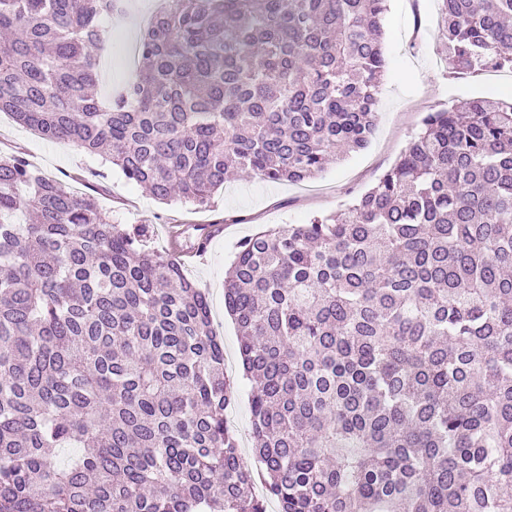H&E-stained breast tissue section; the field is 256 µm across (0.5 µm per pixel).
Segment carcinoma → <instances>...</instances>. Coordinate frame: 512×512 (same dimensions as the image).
<instances>
[{
    "label": "carcinoma",
    "instance_id": "cac0c4a2",
    "mask_svg": "<svg viewBox=\"0 0 512 512\" xmlns=\"http://www.w3.org/2000/svg\"><path fill=\"white\" fill-rule=\"evenodd\" d=\"M163 2L103 98L127 0H0V112L198 208L367 147L387 0ZM438 3L452 70H512V0ZM224 306L252 465L180 258L0 155V512H512V99L426 113L353 204L241 242Z\"/></svg>",
    "mask_w": 512,
    "mask_h": 512
}]
</instances>
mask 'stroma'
Returning <instances> with one entry per match:
<instances>
[{"label":"stroma","instance_id":"35a3bbf8","mask_svg":"<svg viewBox=\"0 0 512 512\" xmlns=\"http://www.w3.org/2000/svg\"><path fill=\"white\" fill-rule=\"evenodd\" d=\"M156 5L157 0H130L124 13L108 20L112 37L101 61L110 67L112 78L101 81V95L135 77L138 65L130 58V48L140 36V20ZM437 11V0H388L387 65L379 91L381 118L366 149L301 183L266 182L246 175L230 178L203 209L189 203H161L101 156L67 142L43 139L0 112L1 155L23 156L48 177L73 176V189L93 196L112 223L143 226L149 246L157 251L168 248L169 225L185 228L180 243L187 248L195 243L194 225L223 222V235L215 238L204 254L188 257L184 273L206 293L213 328L224 343V373L237 391L224 419L245 457L253 455L251 384L243 374L237 326L224 311V272L239 243L277 224H303L344 209L390 169L426 112L479 96L512 97V71L468 75L449 71L447 51L437 38Z\"/></svg>","mask_w":512,"mask_h":512}]
</instances>
